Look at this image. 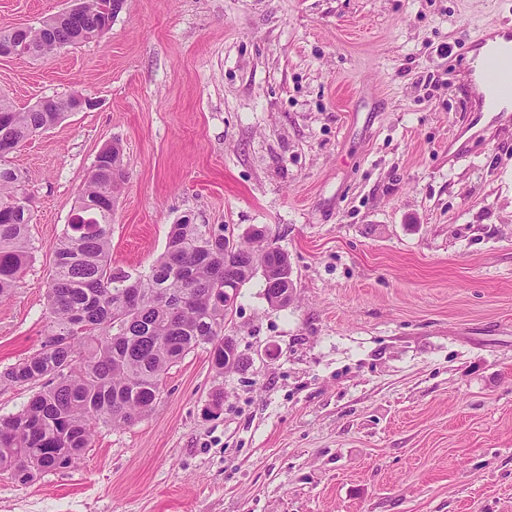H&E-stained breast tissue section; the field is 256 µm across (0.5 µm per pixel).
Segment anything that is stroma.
Returning <instances> with one entry per match:
<instances>
[{"label":"stroma","mask_w":512,"mask_h":512,"mask_svg":"<svg viewBox=\"0 0 512 512\" xmlns=\"http://www.w3.org/2000/svg\"><path fill=\"white\" fill-rule=\"evenodd\" d=\"M66 6L0 0V32ZM502 17L512 0H124L98 40L0 57L16 108L95 102L10 156L32 259L0 301V373L44 339L108 145L113 268L148 271L187 219L262 229L294 282L285 307L261 276L238 289L239 367L189 353L74 467L0 475V512H512V112L467 111L456 59Z\"/></svg>","instance_id":"35a3bbf8"}]
</instances>
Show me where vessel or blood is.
<instances>
[{"instance_id": "vessel-or-blood-1", "label": "vessel or blood", "mask_w": 512, "mask_h": 512, "mask_svg": "<svg viewBox=\"0 0 512 512\" xmlns=\"http://www.w3.org/2000/svg\"><path fill=\"white\" fill-rule=\"evenodd\" d=\"M462 56L484 86L478 101H512V19L494 22L487 34L463 50Z\"/></svg>"}]
</instances>
